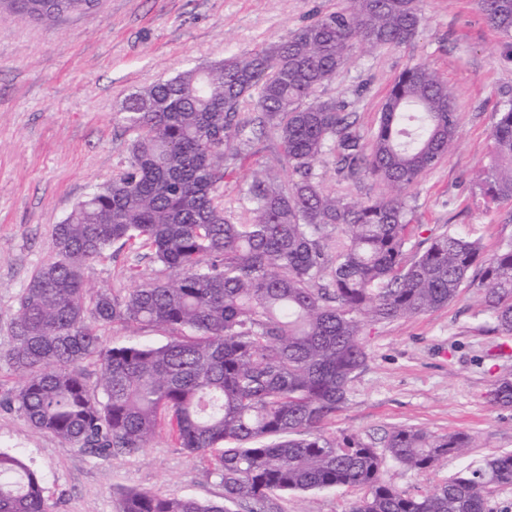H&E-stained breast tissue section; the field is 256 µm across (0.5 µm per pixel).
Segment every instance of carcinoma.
Listing matches in <instances>:
<instances>
[{
    "instance_id": "obj_1",
    "label": "carcinoma",
    "mask_w": 512,
    "mask_h": 512,
    "mask_svg": "<svg viewBox=\"0 0 512 512\" xmlns=\"http://www.w3.org/2000/svg\"><path fill=\"white\" fill-rule=\"evenodd\" d=\"M419 0H348L285 40L198 64L125 99L128 155L108 182L55 225V257L18 296L12 346L24 375L14 401L28 423L99 456L133 454L161 424L178 447L208 454L224 499L265 512L274 493L363 486L352 512H487L486 490L512 482V452L487 457L419 497L382 481V457L358 434L326 433L364 368L368 322L447 305L465 283L485 289L491 331L512 336V240L491 256L479 239L426 227L406 191L447 156L457 132L448 81L423 65L393 80L367 141L353 113L319 92L359 45L411 40ZM99 0H0V13L47 21L93 12ZM512 50V0H478ZM278 145L275 162L265 142ZM480 180L487 208L512 201V103L490 134ZM332 157L344 181L387 182L389 198L358 202L325 189ZM250 179L239 211L224 185ZM285 175H280V172ZM127 249L175 275L124 296L89 293L84 266ZM479 269V278L470 272ZM175 334L164 344L108 346L104 325ZM96 366L89 385L82 364ZM492 401L512 404L503 378ZM465 432L399 426L388 456L418 471L468 447ZM0 512H51L38 472L0 449ZM120 512H227L222 504L129 489Z\"/></svg>"
}]
</instances>
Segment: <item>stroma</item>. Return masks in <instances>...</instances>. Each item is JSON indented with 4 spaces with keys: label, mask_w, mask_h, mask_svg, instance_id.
Returning a JSON list of instances; mask_svg holds the SVG:
<instances>
[{
    "label": "stroma",
    "mask_w": 512,
    "mask_h": 512,
    "mask_svg": "<svg viewBox=\"0 0 512 512\" xmlns=\"http://www.w3.org/2000/svg\"><path fill=\"white\" fill-rule=\"evenodd\" d=\"M346 0H100L86 17L51 25L0 16V354L11 345L17 298L53 256L51 238L74 204L111 179L127 155L117 115L135 90L206 60L288 38ZM423 22L410 41L356 47L322 96L347 104L364 138L374 133L388 88L406 67L436 70L454 93L455 143L408 192L421 223L470 231L484 255L512 239V203L489 211L479 174L488 164L497 112L512 102V55L477 0H421ZM132 256L120 253L84 270L86 287L126 294ZM479 288L448 305L367 323L369 354L350 384L349 403L330 426L380 442L407 425L473 440L461 454L420 472L384 458L383 481L409 496L433 492L494 452L512 451V407L486 394L512 374ZM20 373L0 363V449L22 453L42 476L54 512H119L125 488L220 503L224 486L207 477V456L177 448L168 430L132 456L98 457L36 432L14 396ZM361 486L272 496L271 512H351Z\"/></svg>",
    "instance_id": "35a3bbf8"
}]
</instances>
